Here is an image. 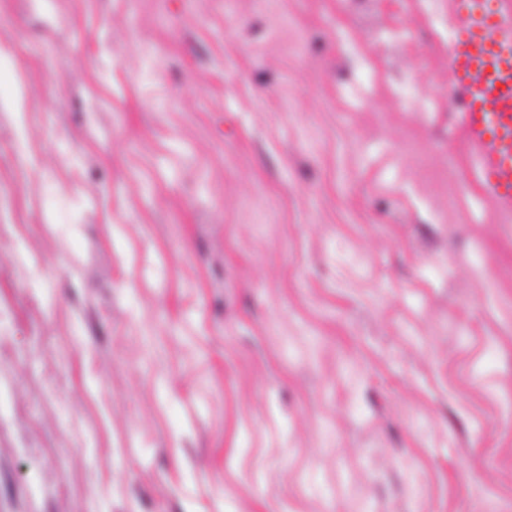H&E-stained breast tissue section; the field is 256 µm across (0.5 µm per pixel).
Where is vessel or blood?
Masks as SVG:
<instances>
[{
    "label": "vessel or blood",
    "mask_w": 512,
    "mask_h": 512,
    "mask_svg": "<svg viewBox=\"0 0 512 512\" xmlns=\"http://www.w3.org/2000/svg\"><path fill=\"white\" fill-rule=\"evenodd\" d=\"M448 71L486 194L512 220V12L498 0H448Z\"/></svg>",
    "instance_id": "1"
}]
</instances>
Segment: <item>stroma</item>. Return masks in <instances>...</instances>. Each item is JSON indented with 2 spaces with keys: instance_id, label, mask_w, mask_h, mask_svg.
Masks as SVG:
<instances>
[{
  "instance_id": "stroma-1",
  "label": "stroma",
  "mask_w": 512,
  "mask_h": 512,
  "mask_svg": "<svg viewBox=\"0 0 512 512\" xmlns=\"http://www.w3.org/2000/svg\"><path fill=\"white\" fill-rule=\"evenodd\" d=\"M377 27L0 0V512H512V224Z\"/></svg>"
}]
</instances>
